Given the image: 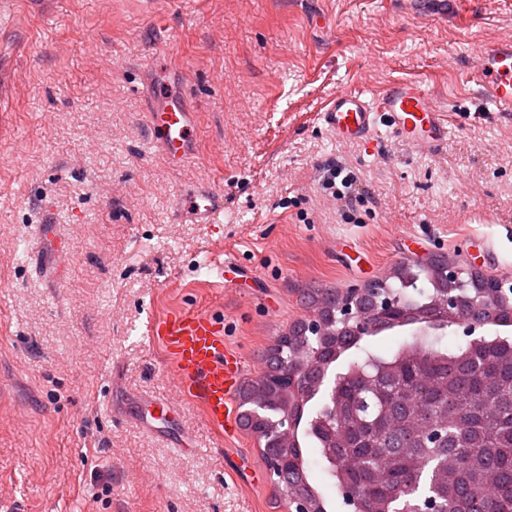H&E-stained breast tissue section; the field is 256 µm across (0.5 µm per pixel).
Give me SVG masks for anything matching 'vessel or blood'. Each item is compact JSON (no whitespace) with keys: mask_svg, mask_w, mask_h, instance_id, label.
Listing matches in <instances>:
<instances>
[{"mask_svg":"<svg viewBox=\"0 0 512 512\" xmlns=\"http://www.w3.org/2000/svg\"><path fill=\"white\" fill-rule=\"evenodd\" d=\"M475 59L473 82L481 101L511 114L512 40L479 49ZM148 116L151 134L166 160L180 167L196 134L192 113L172 95L152 104ZM317 118L345 142L369 144L384 130L415 151L433 153L448 140V119L422 79L391 81L377 98L355 88L337 90ZM223 210L224 195L213 188L188 194L176 206L177 214H190L205 223ZM150 333L172 356L181 397L199 405L218 433H229L236 422L233 392L245 374V364L224 341L223 319L209 311L182 310L153 323Z\"/></svg>","mask_w":512,"mask_h":512,"instance_id":"obj_1","label":"vessel or blood"}]
</instances>
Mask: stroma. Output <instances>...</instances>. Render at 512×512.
Wrapping results in <instances>:
<instances>
[{"label":"stroma","instance_id":"1","mask_svg":"<svg viewBox=\"0 0 512 512\" xmlns=\"http://www.w3.org/2000/svg\"><path fill=\"white\" fill-rule=\"evenodd\" d=\"M145 2L0 15V512H285L256 438L224 440L181 399L148 325L214 312L250 381L307 317L303 289L434 255L512 284V116L474 118L469 79L478 49L512 39V0ZM397 77L433 87L440 151L317 121L337 89ZM161 78L197 119L176 169L147 121ZM331 163L368 196L361 223L323 191ZM200 185L224 193L215 223L175 216ZM227 258L251 279L225 281Z\"/></svg>","mask_w":512,"mask_h":512}]
</instances>
